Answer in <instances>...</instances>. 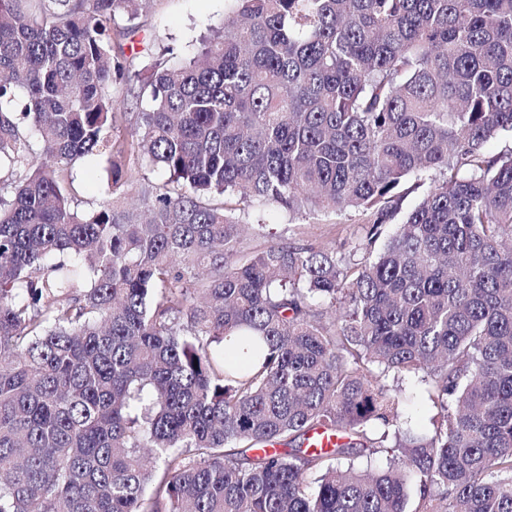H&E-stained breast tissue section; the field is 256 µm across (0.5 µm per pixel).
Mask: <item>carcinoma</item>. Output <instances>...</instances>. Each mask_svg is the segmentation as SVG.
I'll use <instances>...</instances> for the list:
<instances>
[{"label": "carcinoma", "mask_w": 512, "mask_h": 512, "mask_svg": "<svg viewBox=\"0 0 512 512\" xmlns=\"http://www.w3.org/2000/svg\"><path fill=\"white\" fill-rule=\"evenodd\" d=\"M146 2L0 0V512H512V0H229L122 137ZM74 203L79 210L98 208L108 200V174L102 160L85 161L74 172ZM263 224H268L266 235L248 237L251 249L264 248L273 242L284 240H314L316 242L332 243L336 247L349 238L359 227L361 220L357 213L323 214L306 212L288 216L282 210H266L257 214ZM405 415L410 417L412 422L422 430L431 427L430 418L432 410L424 398V385L418 382H411L406 385Z\"/></svg>", "instance_id": "1"}]
</instances>
